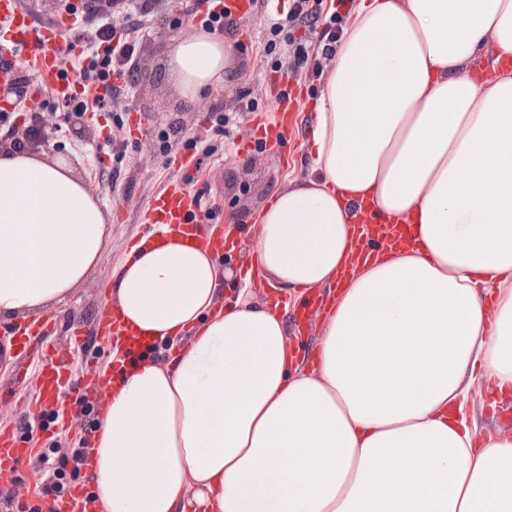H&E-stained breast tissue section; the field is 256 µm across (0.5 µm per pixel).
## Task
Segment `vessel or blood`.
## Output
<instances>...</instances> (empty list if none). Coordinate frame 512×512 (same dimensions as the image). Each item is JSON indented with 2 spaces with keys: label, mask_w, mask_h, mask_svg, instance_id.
Masks as SVG:
<instances>
[{
  "label": "vessel or blood",
  "mask_w": 512,
  "mask_h": 512,
  "mask_svg": "<svg viewBox=\"0 0 512 512\" xmlns=\"http://www.w3.org/2000/svg\"><path fill=\"white\" fill-rule=\"evenodd\" d=\"M77 18L68 14L59 19L40 24L32 15L22 10L18 0H0V24L7 29L8 37L0 44V84L9 85L15 80L17 70L15 60H22L31 74L33 99H42L44 93H52L63 101H74L82 97L84 84L73 76L64 75L61 66L63 52L80 53L78 42L67 41L66 36L73 30ZM288 101L280 99L277 108V128L269 130L267 125H259V136H271L280 141L288 135ZM357 222L365 230L358 246L361 254H368L378 245L396 246L406 242L403 227L379 221L372 211L365 207L356 210ZM141 223L151 228L168 227L186 237L200 238L204 244L216 252L224 250V233L210 229L200 215L198 201L184 183L169 185L157 194L149 208L142 213ZM50 320L21 325L14 329V339L4 348L5 353L18 356L28 352L30 337L42 336L49 332ZM97 334L108 343H122V356L130 361L138 358L149 348L148 340L126 339V331L116 311L111 305H104L98 320ZM71 377V363L68 354L48 355L37 385V399L61 401ZM29 449L23 446L22 439L14 432H0V482L12 479L20 462L28 455ZM89 489L78 483L71 487L65 500V512H93L94 502L89 501Z\"/></svg>",
  "instance_id": "vessel-or-blood-1"
}]
</instances>
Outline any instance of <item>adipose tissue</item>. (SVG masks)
Masks as SVG:
<instances>
[{"label":"adipose tissue","instance_id":"1","mask_svg":"<svg viewBox=\"0 0 512 512\" xmlns=\"http://www.w3.org/2000/svg\"><path fill=\"white\" fill-rule=\"evenodd\" d=\"M184 98L234 46L172 41ZM512 0H357L326 66L311 175L275 189L245 267L162 231L108 294L144 355L109 388L89 463L102 512H512V432L480 440V381L512 392ZM412 227L354 261V208ZM111 236L74 169L0 152V320L61 303ZM335 288L313 351L288 310Z\"/></svg>","mask_w":512,"mask_h":512}]
</instances>
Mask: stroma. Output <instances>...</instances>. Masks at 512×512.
Instances as JSON below:
<instances>
[{
  "label": "stroma",
  "instance_id": "35a3bbf8",
  "mask_svg": "<svg viewBox=\"0 0 512 512\" xmlns=\"http://www.w3.org/2000/svg\"><path fill=\"white\" fill-rule=\"evenodd\" d=\"M194 0H160L151 21L140 22L136 9L115 15L117 26L141 24L138 68L133 85L117 112L69 115L54 114L53 127L45 131L43 153L69 161L89 187L102 209L109 212L112 235L99 264L92 274L62 303L48 309L55 325L39 340L38 348L68 351L72 354L69 405H76L87 390L90 366L106 370L110 347L97 338L93 321L108 301L107 281L112 270L128 254L145 230L141 213L155 195L170 183L187 181L189 188L201 194L208 208H218L219 220L251 225L259 209L271 198L276 186L308 178L310 173L309 140L306 124L320 90L321 72L326 59L318 29L294 25L288 21V0H256L252 13L237 17L227 34L235 43L234 75L228 85L192 99L182 98L168 66L171 39L200 32L202 12L192 11ZM280 26L274 51H265L272 26ZM305 40L314 53L307 66L288 73L284 48L287 40ZM288 75L289 99L298 122L288 131V156L280 158L276 149L253 136L255 117L274 121L273 110L278 91L272 82L280 73ZM247 91L253 110L241 108L240 91ZM223 107L226 133L214 135L209 123L214 107ZM141 118L142 137H133L126 120V110ZM63 133H56V125ZM181 129L179 138H167L170 125ZM200 139L215 143L214 155L201 150L187 151L189 142ZM127 143L122 162H115L113 144ZM193 153L197 165L184 171L175 168L173 158ZM52 404L38 409L12 402L0 409V430L21 431L24 424H34L30 447L40 449L53 439L69 443L82 434L80 415H72L59 424L40 430L39 424Z\"/></svg>",
  "mask_w": 512,
  "mask_h": 512
}]
</instances>
